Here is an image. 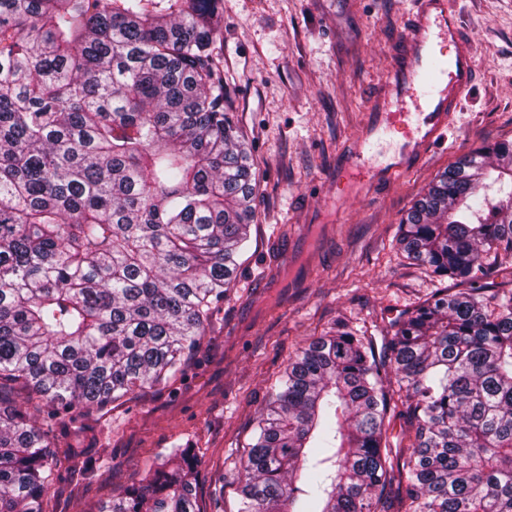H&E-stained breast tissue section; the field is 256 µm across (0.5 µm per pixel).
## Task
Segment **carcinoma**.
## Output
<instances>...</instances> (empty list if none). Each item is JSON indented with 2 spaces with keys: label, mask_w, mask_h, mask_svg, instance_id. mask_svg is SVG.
Here are the masks:
<instances>
[{
  "label": "carcinoma",
  "mask_w": 512,
  "mask_h": 512,
  "mask_svg": "<svg viewBox=\"0 0 512 512\" xmlns=\"http://www.w3.org/2000/svg\"><path fill=\"white\" fill-rule=\"evenodd\" d=\"M219 0H0V512L74 456L41 408L166 387L234 285L258 173L224 98ZM406 258L462 285L303 347L258 420L238 512H512V140L436 176ZM413 430L393 446L386 422ZM190 446L100 512H205Z\"/></svg>",
  "instance_id": "1"
}]
</instances>
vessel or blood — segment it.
<instances>
[{
	"instance_id": "vessel-or-blood-1",
	"label": "vessel or blood",
	"mask_w": 512,
	"mask_h": 512,
	"mask_svg": "<svg viewBox=\"0 0 512 512\" xmlns=\"http://www.w3.org/2000/svg\"><path fill=\"white\" fill-rule=\"evenodd\" d=\"M457 0H414L406 49L395 64L389 94L336 170L337 181L366 189L406 172L424 149L438 144L476 75L474 46L459 31ZM401 134L394 152L374 162L385 137Z\"/></svg>"
}]
</instances>
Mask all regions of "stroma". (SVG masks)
Here are the masks:
<instances>
[{"mask_svg":"<svg viewBox=\"0 0 512 512\" xmlns=\"http://www.w3.org/2000/svg\"><path fill=\"white\" fill-rule=\"evenodd\" d=\"M411 8V0H222L224 87L259 169L258 221L183 376L56 424L58 442L80 448L85 465H59L55 512H96L146 483L155 456L185 444L199 450L204 512H237L239 461L300 348L340 323L383 347L392 321L449 286L403 256L399 222L458 158L512 139V0H459L478 72L446 144L372 192L335 190L342 149L391 77ZM287 251L299 257L290 274L280 262Z\"/></svg>","mask_w":512,"mask_h":512,"instance_id":"obj_1","label":"stroma"}]
</instances>
